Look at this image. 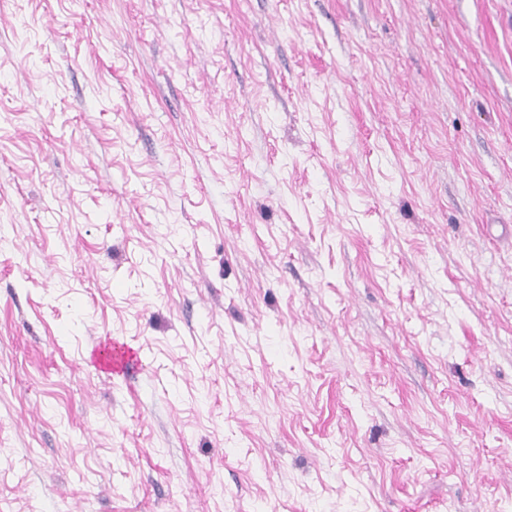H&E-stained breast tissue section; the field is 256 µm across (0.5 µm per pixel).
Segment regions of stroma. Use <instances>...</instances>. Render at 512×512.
<instances>
[{
	"label": "stroma",
	"instance_id": "1",
	"mask_svg": "<svg viewBox=\"0 0 512 512\" xmlns=\"http://www.w3.org/2000/svg\"><path fill=\"white\" fill-rule=\"evenodd\" d=\"M0 512H512V0H0Z\"/></svg>",
	"mask_w": 512,
	"mask_h": 512
}]
</instances>
